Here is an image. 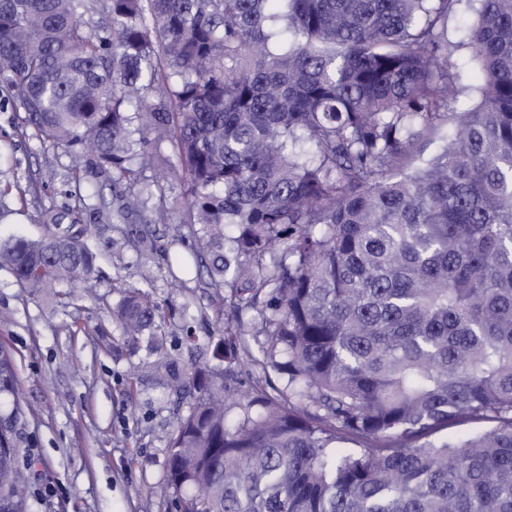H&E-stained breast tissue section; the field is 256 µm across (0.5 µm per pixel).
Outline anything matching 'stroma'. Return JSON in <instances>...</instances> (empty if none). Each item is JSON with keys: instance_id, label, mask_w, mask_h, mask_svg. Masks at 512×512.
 <instances>
[{"instance_id": "1", "label": "stroma", "mask_w": 512, "mask_h": 512, "mask_svg": "<svg viewBox=\"0 0 512 512\" xmlns=\"http://www.w3.org/2000/svg\"><path fill=\"white\" fill-rule=\"evenodd\" d=\"M39 181L38 193L28 191ZM101 183L88 158L22 136L13 91L0 87V189L9 213L0 232L44 234L39 212L79 210ZM149 248H142L141 240ZM101 258L92 292L63 300L18 285L0 268V343L14 354L26 417L16 426L31 512H173L166 452L179 413L194 395L185 377L212 364L219 327L207 274L174 280L167 251L195 238L140 219L96 237ZM147 289L165 314L156 335L124 337L112 317L121 289Z\"/></svg>"}]
</instances>
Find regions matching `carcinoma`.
<instances>
[{
  "instance_id": "cac0c4a2",
  "label": "carcinoma",
  "mask_w": 512,
  "mask_h": 512,
  "mask_svg": "<svg viewBox=\"0 0 512 512\" xmlns=\"http://www.w3.org/2000/svg\"><path fill=\"white\" fill-rule=\"evenodd\" d=\"M460 2L0 0L21 134L91 157L112 223L179 220L230 287L228 367L190 373L167 448L175 512H512V0L454 42ZM465 45L483 85L459 112ZM63 219L0 236V268L92 287L95 236ZM113 318L164 316L129 288ZM243 359L286 387L231 389ZM0 400V512H29L2 343ZM464 422L487 428L436 438Z\"/></svg>"
}]
</instances>
